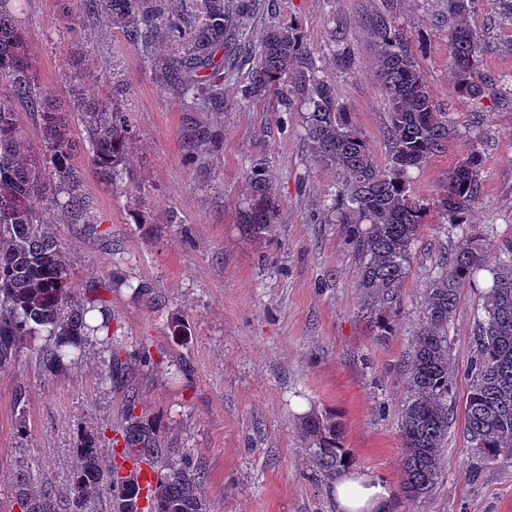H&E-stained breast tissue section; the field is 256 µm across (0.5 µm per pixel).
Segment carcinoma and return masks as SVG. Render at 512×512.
I'll list each match as a JSON object with an SVG mask.
<instances>
[{"label": "carcinoma", "mask_w": 512, "mask_h": 512, "mask_svg": "<svg viewBox=\"0 0 512 512\" xmlns=\"http://www.w3.org/2000/svg\"><path fill=\"white\" fill-rule=\"evenodd\" d=\"M11 0H0V85L12 98L0 99V371L16 361L22 346L40 339V366L55 371L79 357L100 339L108 379L118 383L125 362L112 336V312L101 283L78 294L63 246L50 231L46 211L52 207L76 223L92 222L83 179L72 159L80 145L71 136L69 116L83 117L84 141L106 182L121 178L127 129L123 115L107 103L76 97L64 110L42 95L34 70L28 33L15 18ZM95 14H106L126 29L150 27L158 37L181 42L183 51L169 59L168 76L192 106L224 105V72L204 84L195 72L216 69L219 49L248 61L240 99L276 96L281 111L304 108L302 126L311 151L342 175L327 212L339 224L351 225L350 236L360 259L357 287L366 318L381 331L389 328L410 270L412 252L431 209L461 229L462 243L440 256L436 273L423 290L425 320L414 331L405 364L410 394L401 412L402 490L415 500L438 484L443 446L453 415L455 372L451 366L448 324L465 286L479 287L482 273L490 284L481 296L482 317L476 330L477 359L471 367L464 402L470 447L484 460L512 458V237L487 240L483 227L470 222L480 197L482 152L471 143L448 172V184L430 205L411 190V174L431 157L448 150L456 130L440 110L406 33L384 19L372 23L375 67L389 109L388 164L380 167L353 113L340 102L335 87L316 75L311 48L291 25L269 30L257 46L247 40V23L259 0H201L202 21L186 29L185 18L165 12L162 0H87ZM476 0H448L453 26L448 34V66L458 92L482 97L486 85L478 70L484 47L480 32L468 23ZM40 114L45 153L35 152L12 99ZM51 165L53 182L46 181ZM250 198L243 222L261 231L272 223L275 192L265 171L248 173ZM504 256L486 266V253ZM126 404L111 456L104 459L101 436L84 433L76 449L71 483L56 488L40 481L28 462L19 459L13 495L20 512H93L101 492L109 495L110 512H210L204 473L197 459L164 446L156 427ZM308 447L327 477L337 475L346 457L342 430L335 417H309L304 423ZM149 461L156 472L157 493L142 506L131 474L117 477L128 463Z\"/></svg>", "instance_id": "cac0c4a2"}]
</instances>
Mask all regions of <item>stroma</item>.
Segmentation results:
<instances>
[{
	"label": "stroma",
	"instance_id": "stroma-1",
	"mask_svg": "<svg viewBox=\"0 0 512 512\" xmlns=\"http://www.w3.org/2000/svg\"><path fill=\"white\" fill-rule=\"evenodd\" d=\"M381 15L408 34L457 132L447 152L413 172V192L437 198L467 138L479 137L481 196L471 220L491 240L512 236V88L500 83L512 75V14L503 0H477L471 16L489 81L477 100L458 93L448 69L447 0H273L252 20L249 38L256 44L269 29L294 24L383 166L389 119L371 43ZM18 20L44 94L66 102L78 85L126 119L122 182H104L88 152L75 157L93 223L50 219L73 288L112 281V329L127 371L110 384L97 344L53 374L28 348L0 371V512H18L17 458L65 485L83 432L111 438L131 394L165 444L201 460L212 512H336L334 481L303 436L313 414L335 416L352 466L396 487L392 512H512V459L477 457L464 430L477 288H462L448 329L455 406L442 476L428 496L409 500L399 491L404 362L434 263L462 240L456 230L431 216L391 331L374 335L362 315L349 228L329 223L324 209L341 176L309 149L299 112L280 111L272 98L240 100L248 70L234 61L223 109L192 111L166 77L175 45L147 30L130 40L111 18L89 13L85 0H23ZM343 47L356 57L349 71L336 66ZM257 163L278 207L273 224L255 234L241 209Z\"/></svg>",
	"mask_w": 512,
	"mask_h": 512
}]
</instances>
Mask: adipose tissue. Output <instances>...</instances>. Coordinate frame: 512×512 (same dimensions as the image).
Returning a JSON list of instances; mask_svg holds the SVG:
<instances>
[{
  "label": "adipose tissue",
  "mask_w": 512,
  "mask_h": 512,
  "mask_svg": "<svg viewBox=\"0 0 512 512\" xmlns=\"http://www.w3.org/2000/svg\"><path fill=\"white\" fill-rule=\"evenodd\" d=\"M338 512H388L393 489L384 479L345 468L332 489Z\"/></svg>",
  "instance_id": "1"
}]
</instances>
